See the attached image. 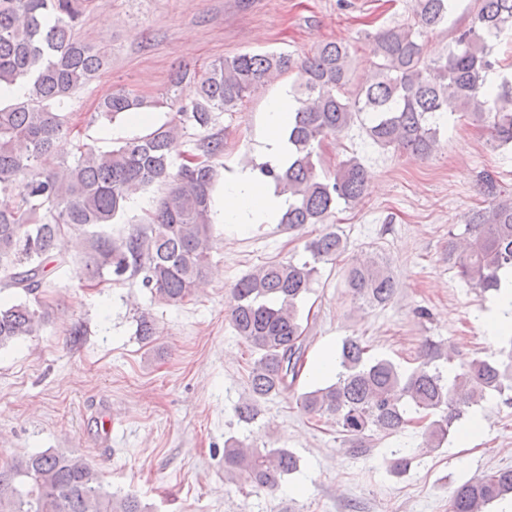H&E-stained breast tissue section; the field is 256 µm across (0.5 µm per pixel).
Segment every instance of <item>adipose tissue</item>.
<instances>
[{
    "label": "adipose tissue",
    "mask_w": 512,
    "mask_h": 512,
    "mask_svg": "<svg viewBox=\"0 0 512 512\" xmlns=\"http://www.w3.org/2000/svg\"><path fill=\"white\" fill-rule=\"evenodd\" d=\"M292 108L289 99L278 97L271 99L265 109L262 152L280 165L287 164L289 159L288 123ZM286 207L285 196L275 194L253 174L242 172L225 180L212 219L217 224H274Z\"/></svg>",
    "instance_id": "1"
}]
</instances>
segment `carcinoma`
<instances>
[{
  "label": "carcinoma",
  "instance_id": "cac0c4a2",
  "mask_svg": "<svg viewBox=\"0 0 512 512\" xmlns=\"http://www.w3.org/2000/svg\"><path fill=\"white\" fill-rule=\"evenodd\" d=\"M87 2L0 0V84L28 85L23 100L0 108V284L25 296L0 306V348L39 335L46 266L68 263L55 252L60 239L113 223L132 194L153 185L166 186V192L144 223L117 239L91 234L84 276L138 279L151 299L164 305L191 300L214 246L212 186L215 160L224 155V131H210L214 113L238 111L268 80L296 64L284 52L267 51L226 56L203 72L180 67L170 75L172 120L107 151L78 143L70 163L57 151L71 134L67 100L109 61L107 52L76 33ZM453 5L454 0H414L413 24L374 34L375 72L352 94L346 90L351 62L344 43L323 42L301 61L293 91L300 106L288 126L290 163L258 167L277 193L288 195L280 223L290 229L321 224L339 204L362 198L363 165L349 158L334 174L322 175L317 148L363 115L376 144L422 158L439 146L434 119L446 116L472 118L488 129L494 146L512 145V82L494 87L487 80L495 65L493 42L512 30V0H476L470 23L457 32L447 57L427 62L420 33L442 24ZM185 84L192 86L187 100L177 95ZM145 107L143 98L120 88L100 99L97 113L111 123ZM190 127L207 133L191 139ZM346 249V239L327 228L306 243L309 259L270 262L234 284L229 321L257 354L248 377L251 396L235 407L239 421L253 422L258 401L296 386L309 339L299 303L313 290L317 265L335 262ZM448 261L474 287L500 291V273L512 270V200L474 211L461 237L449 238ZM345 283L371 307L386 305L396 288L389 268L374 258L355 262ZM136 334L144 341L156 335L150 314L138 317ZM507 343L501 359L473 358L450 381L437 361L451 357L430 339L419 364L405 371L390 360L367 357L361 339L348 336L336 353L334 382L300 393L298 401L304 412L335 420L355 455L367 452L363 441L369 432L396 435L420 428L417 447L390 452V473L404 475L448 439L486 391L512 390L511 333ZM298 470L299 457L287 448L224 442V473H238L256 489L274 492L284 476ZM509 494L512 468L499 469L456 487L449 512H486ZM0 512H146V507L132 494L105 493L86 459L45 451L0 467Z\"/></svg>",
  "mask_w": 512,
  "mask_h": 512
}]
</instances>
